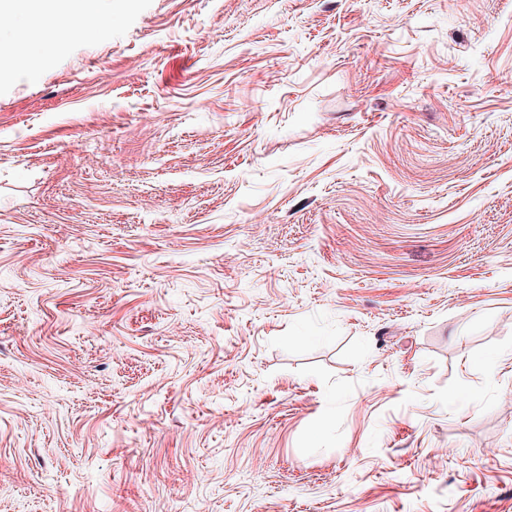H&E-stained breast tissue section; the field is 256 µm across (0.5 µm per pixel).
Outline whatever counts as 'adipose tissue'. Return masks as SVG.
I'll use <instances>...</instances> for the list:
<instances>
[{"label":"adipose tissue","instance_id":"ef3b65f1","mask_svg":"<svg viewBox=\"0 0 512 512\" xmlns=\"http://www.w3.org/2000/svg\"><path fill=\"white\" fill-rule=\"evenodd\" d=\"M9 9L19 16V23L9 35H0V82L16 77L32 54L35 32L41 23L34 0H5ZM57 14L59 32L84 40L103 37L105 29L98 19L99 0H59Z\"/></svg>","mask_w":512,"mask_h":512}]
</instances>
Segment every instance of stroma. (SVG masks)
<instances>
[{
	"mask_svg": "<svg viewBox=\"0 0 512 512\" xmlns=\"http://www.w3.org/2000/svg\"><path fill=\"white\" fill-rule=\"evenodd\" d=\"M0 83V512H512V0H111Z\"/></svg>",
	"mask_w": 512,
	"mask_h": 512,
	"instance_id": "35a3bbf8",
	"label": "stroma"
}]
</instances>
